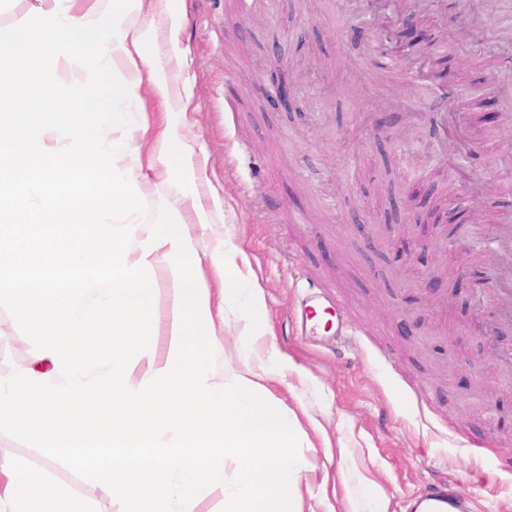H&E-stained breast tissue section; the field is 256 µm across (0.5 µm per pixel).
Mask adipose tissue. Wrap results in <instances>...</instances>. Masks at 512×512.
<instances>
[{"label":"adipose tissue","instance_id":"obj_1","mask_svg":"<svg viewBox=\"0 0 512 512\" xmlns=\"http://www.w3.org/2000/svg\"><path fill=\"white\" fill-rule=\"evenodd\" d=\"M172 0H155L152 12H131L122 22V39H110L111 57L127 81L150 75L157 92L166 99L177 93L175 79L167 72L155 39L159 26L174 20ZM155 152L163 162H176L173 178L186 187L194 186L197 174L194 148L178 129L159 138ZM6 486L0 492V512H88L85 505L51 483L43 469L24 467L8 458L0 459V477Z\"/></svg>","mask_w":512,"mask_h":512}]
</instances>
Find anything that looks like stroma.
<instances>
[{"label": "stroma", "mask_w": 512, "mask_h": 512, "mask_svg": "<svg viewBox=\"0 0 512 512\" xmlns=\"http://www.w3.org/2000/svg\"><path fill=\"white\" fill-rule=\"evenodd\" d=\"M182 97L171 105L149 80L138 90L136 134L142 199L181 206L211 290L224 344L219 367L239 363L247 320L223 299L210 260L234 245L262 289L258 321L293 368L268 389L306 437L293 512H407L430 482L448 478L473 512H512V364L492 358L485 314L491 291L472 296L473 271L502 278L512 252L498 249V213L512 200V111L498 92L470 106L440 85L435 61L453 56L452 84L512 76V45L488 21L485 0H174ZM413 18L433 45L381 53L377 38ZM283 77L296 93L274 97ZM195 146L194 206L153 154L170 125ZM214 223L196 221V208ZM464 212L465 226L448 222ZM440 288L425 290L427 274ZM332 287L355 338L330 317L300 335L307 287ZM31 341L0 309V375L23 366ZM430 395L416 405L412 388ZM52 482L113 512L112 497L62 463Z\"/></svg>", "instance_id": "35a3bbf8"}]
</instances>
